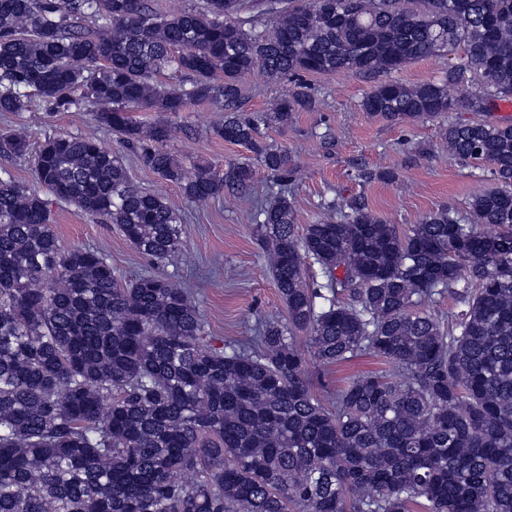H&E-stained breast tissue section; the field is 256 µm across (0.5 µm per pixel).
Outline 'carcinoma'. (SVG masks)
I'll list each match as a JSON object with an SVG mask.
<instances>
[{"mask_svg":"<svg viewBox=\"0 0 512 512\" xmlns=\"http://www.w3.org/2000/svg\"><path fill=\"white\" fill-rule=\"evenodd\" d=\"M418 4L204 0L164 15L148 0H0V112L89 106L194 202L250 187L255 162L272 175L280 192L257 230L286 309L217 347L188 289L153 272L122 282L102 251L65 248L57 202L156 262L182 253L183 228L95 133L46 138L31 182L0 177V512H512V121L448 123V152L497 187L472 198L466 224L441 208L406 230L362 195L326 203L334 220L296 223L291 159L264 135L312 107L305 74L381 77L362 109L393 124L512 99V0ZM250 5L272 26L241 18ZM435 55L452 57L444 79L392 77ZM165 68L191 88L159 85ZM255 72L294 88L247 116L240 81ZM469 73L460 101L449 88ZM190 100L221 104L214 135L254 161L188 169L166 121L130 116ZM30 153L25 131H0V156ZM308 261L321 280H306ZM445 295L458 306L446 326L423 308ZM366 354L406 379L314 391L307 358Z\"/></svg>","mask_w":512,"mask_h":512,"instance_id":"1","label":"carcinoma"}]
</instances>
